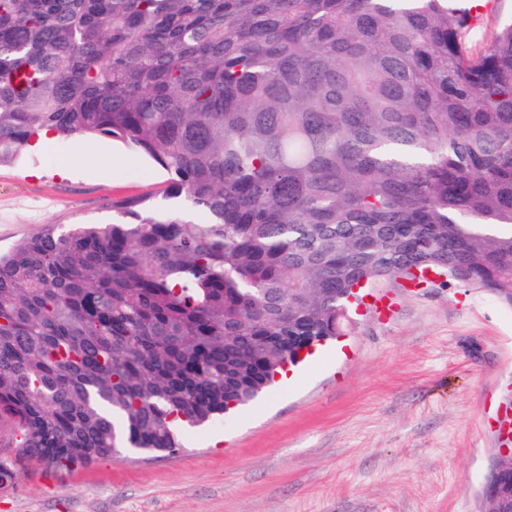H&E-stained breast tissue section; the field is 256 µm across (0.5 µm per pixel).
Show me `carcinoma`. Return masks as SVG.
I'll list each match as a JSON object with an SVG mask.
<instances>
[{
    "mask_svg": "<svg viewBox=\"0 0 512 512\" xmlns=\"http://www.w3.org/2000/svg\"><path fill=\"white\" fill-rule=\"evenodd\" d=\"M457 0H0V162L46 130L169 175L0 252V420L47 469L245 405L432 270L512 305V23ZM487 10L483 9L479 25L468 40V48L474 55L483 50L496 36L500 27L512 19V0H492Z\"/></svg>",
    "mask_w": 512,
    "mask_h": 512,
    "instance_id": "obj_1",
    "label": "carcinoma"
}]
</instances>
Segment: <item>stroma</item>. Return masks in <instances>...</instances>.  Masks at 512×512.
I'll return each mask as SVG.
<instances>
[{
    "label": "stroma",
    "instance_id": "1",
    "mask_svg": "<svg viewBox=\"0 0 512 512\" xmlns=\"http://www.w3.org/2000/svg\"><path fill=\"white\" fill-rule=\"evenodd\" d=\"M512 21L491 0L468 40L479 53ZM71 172L56 173L58 163ZM168 175L120 142L56 139L0 163V247L44 224H112L114 201L150 196ZM342 348L319 349L296 382L185 432L175 455L126 451L70 471L21 459L0 512H478L512 404V306L460 286L368 289ZM389 309L379 312L378 302Z\"/></svg>",
    "mask_w": 512,
    "mask_h": 512
}]
</instances>
